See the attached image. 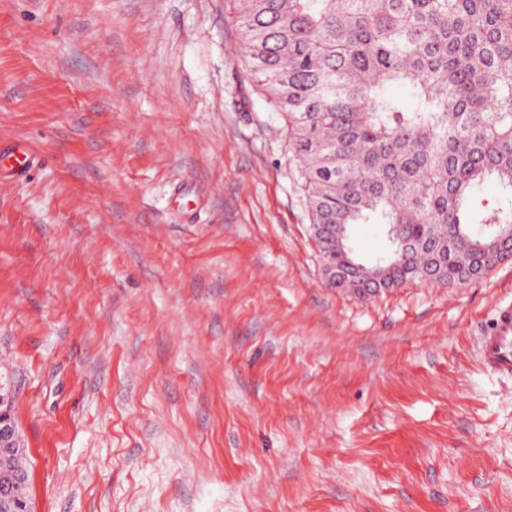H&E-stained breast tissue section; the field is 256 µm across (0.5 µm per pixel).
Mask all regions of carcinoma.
Segmentation results:
<instances>
[{
	"mask_svg": "<svg viewBox=\"0 0 512 512\" xmlns=\"http://www.w3.org/2000/svg\"><path fill=\"white\" fill-rule=\"evenodd\" d=\"M285 121L320 264L359 295L484 275L512 227V0H229ZM406 89L410 104L391 94ZM495 184L499 195L478 197ZM355 224L395 228L362 258Z\"/></svg>",
	"mask_w": 512,
	"mask_h": 512,
	"instance_id": "carcinoma-1",
	"label": "carcinoma"
}]
</instances>
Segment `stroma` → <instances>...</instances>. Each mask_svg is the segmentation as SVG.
I'll use <instances>...</instances> for the list:
<instances>
[{"label":"stroma","instance_id":"1","mask_svg":"<svg viewBox=\"0 0 512 512\" xmlns=\"http://www.w3.org/2000/svg\"><path fill=\"white\" fill-rule=\"evenodd\" d=\"M228 0H0V382L30 512H512L456 287H326ZM7 159L8 162H6ZM32 164L33 157L25 147L15 145L7 150L0 149V168L7 166L16 172L18 176L23 177Z\"/></svg>","mask_w":512,"mask_h":512}]
</instances>
